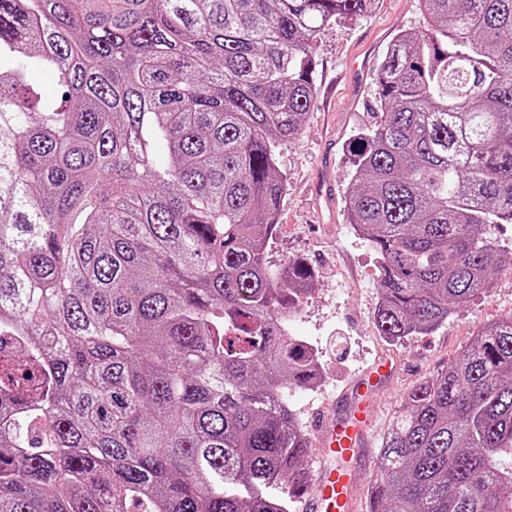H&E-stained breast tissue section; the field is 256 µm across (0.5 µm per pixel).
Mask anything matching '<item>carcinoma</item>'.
<instances>
[{
  "label": "carcinoma",
  "mask_w": 512,
  "mask_h": 512,
  "mask_svg": "<svg viewBox=\"0 0 512 512\" xmlns=\"http://www.w3.org/2000/svg\"><path fill=\"white\" fill-rule=\"evenodd\" d=\"M374 0H0V512H289L318 381L265 258L316 46ZM355 138L380 334L434 331L512 256V0H421ZM35 72L59 96L28 83ZM512 317L404 395L370 512H512Z\"/></svg>",
  "instance_id": "obj_1"
}]
</instances>
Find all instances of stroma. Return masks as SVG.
I'll use <instances>...</instances> for the list:
<instances>
[{
  "label": "stroma",
  "instance_id": "obj_1",
  "mask_svg": "<svg viewBox=\"0 0 512 512\" xmlns=\"http://www.w3.org/2000/svg\"><path fill=\"white\" fill-rule=\"evenodd\" d=\"M424 26L419 0H374L367 17L326 29L316 49L314 105L302 132L279 151L288 190L268 260L278 267L304 261L317 280L316 290L293 317L298 333L318 347L324 378L317 390H288V403L312 447L310 471L320 464L317 424L332 402L377 360L397 363L391 380L372 397L362 451L347 464L352 512H369L378 448L403 394L445 370L483 323L512 317V267L507 266L486 294L456 309L431 333L390 342L373 321L379 301L375 253L355 234L345 210L352 173L349 145L356 131L374 119L376 69L387 46L398 32Z\"/></svg>",
  "mask_w": 512,
  "mask_h": 512
}]
</instances>
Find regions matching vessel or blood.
I'll list each match as a JSON object with an SVG mask.
<instances>
[{
  "mask_svg": "<svg viewBox=\"0 0 512 512\" xmlns=\"http://www.w3.org/2000/svg\"><path fill=\"white\" fill-rule=\"evenodd\" d=\"M386 376L385 365L379 364L358 378L346 394L345 413L332 418L320 435V453L327 464L307 485L309 512H347L351 476L341 462L358 455L366 430L367 399Z\"/></svg>",
  "mask_w": 512,
  "mask_h": 512,
  "instance_id": "obj_1",
  "label": "vessel or blood"
}]
</instances>
